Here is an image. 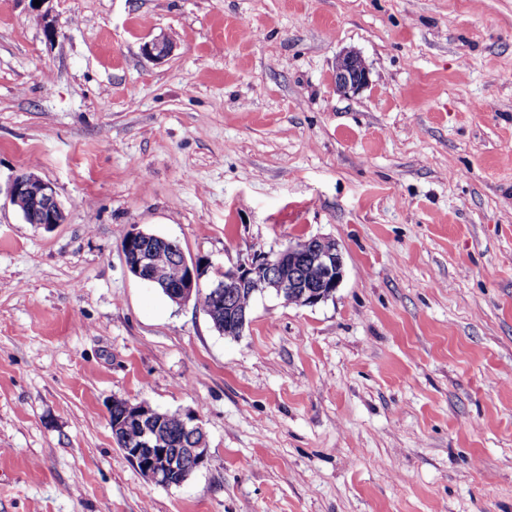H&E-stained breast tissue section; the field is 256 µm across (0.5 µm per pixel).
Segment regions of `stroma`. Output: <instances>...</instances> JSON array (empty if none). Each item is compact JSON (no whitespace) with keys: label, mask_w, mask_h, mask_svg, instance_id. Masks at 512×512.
<instances>
[{"label":"stroma","mask_w":512,"mask_h":512,"mask_svg":"<svg viewBox=\"0 0 512 512\" xmlns=\"http://www.w3.org/2000/svg\"><path fill=\"white\" fill-rule=\"evenodd\" d=\"M510 153L512 0H0V512H512ZM133 225L228 268L325 237L344 278L230 339ZM115 398L194 415L206 467L147 480ZM360 64V57L355 53H347L336 61V88L342 93L358 92L369 83V72ZM7 196L12 204L18 201L14 204L18 210L24 209L26 202V223L46 228L62 223L63 211L54 187L33 174L16 176L8 186Z\"/></svg>","instance_id":"35a3bbf8"}]
</instances>
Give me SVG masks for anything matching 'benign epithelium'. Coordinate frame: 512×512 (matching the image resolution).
<instances>
[{
    "label": "benign epithelium",
    "instance_id": "benign-epithelium-1",
    "mask_svg": "<svg viewBox=\"0 0 512 512\" xmlns=\"http://www.w3.org/2000/svg\"><path fill=\"white\" fill-rule=\"evenodd\" d=\"M173 44L166 37H158L145 46L148 55L163 58ZM336 88L344 94L357 92L369 83V72L360 64V57L347 53L336 61ZM10 202L21 199L26 202L23 218L28 224L49 228L62 223L63 211L54 187L33 174L16 176L8 186ZM312 246L303 250L290 245L276 253H259L232 268L214 266L200 259L189 260L175 241L148 234L136 228L124 236L121 249L129 271L152 287L168 289L174 302L185 304L207 288L210 301L219 303L224 293L233 289H247L251 294L268 289L282 295L288 291L300 294L306 306H314L332 297L344 277L343 254L336 242L321 237L311 238ZM171 246L180 262L184 276L177 284L170 283L166 269L154 262V246ZM140 432L139 446L124 448L126 458L151 482L165 484L172 471L183 460L194 463L199 470L208 462L205 440L191 448L169 452V436L164 416L145 403L127 405L125 414L112 420V430L125 432L130 428Z\"/></svg>",
    "mask_w": 512,
    "mask_h": 512
}]
</instances>
